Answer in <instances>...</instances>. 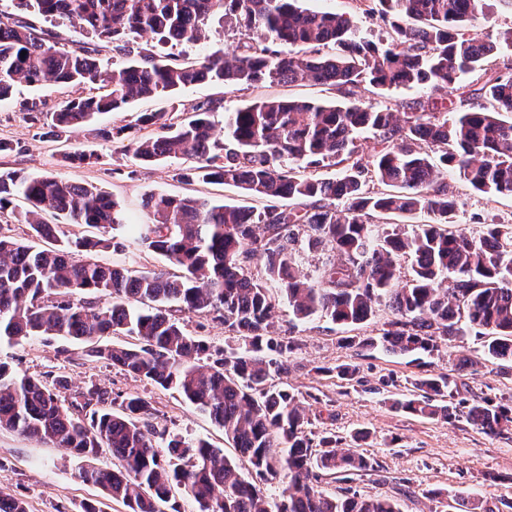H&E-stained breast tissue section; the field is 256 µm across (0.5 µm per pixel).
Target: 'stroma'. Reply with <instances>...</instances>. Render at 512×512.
<instances>
[{
    "instance_id": "obj_1",
    "label": "stroma",
    "mask_w": 512,
    "mask_h": 512,
    "mask_svg": "<svg viewBox=\"0 0 512 512\" xmlns=\"http://www.w3.org/2000/svg\"><path fill=\"white\" fill-rule=\"evenodd\" d=\"M299 5L313 11L359 15L360 34L368 39H377L386 32L379 16L363 15L361 0H299ZM27 20L49 31L59 47L76 50L89 46L102 71L128 61L127 56L114 50L112 42L84 39L73 27L51 22L41 15H28ZM128 43L135 52L156 47L161 53L195 62L220 49L236 50L241 40L225 30L223 21L215 17L210 21L207 38L195 44L158 47L150 38L134 36L129 37ZM71 93V88L59 85H16L12 99L0 102V140L14 147L13 152L0 156V168L34 175L58 174L62 171L60 161L64 152H95L98 162L76 169V177L108 192L140 222L146 219L141 199L151 192L203 196L263 208V200L233 186L179 181L176 173L180 161L138 165L131 154L124 152L120 139L104 142L83 130L60 141L45 137L40 125L31 121L26 103L37 102L43 111L51 112ZM260 97L335 102L342 100L343 95L334 88L311 83L265 84L243 90L201 83L181 90L171 99L137 101L127 109L103 115L100 124L118 128L134 124L141 112L189 113L216 100L222 109L214 119L220 123L225 112ZM447 182L449 191L461 202L456 222L467 231L476 230L475 219L479 216L512 223L511 199H490L472 191L453 171L448 172ZM389 317V311L383 307L369 322L352 327L324 318L300 322L288 306L279 309L277 332L296 344L283 380L307 408L308 432L316 437L327 432L335 434L342 447H356L381 469L377 475L359 473L346 483L323 477V489L331 494L350 489L362 495L388 497L397 502L400 512H453L448 506L451 495L493 501L511 492V439L488 437L463 418L446 422L402 412L392 408L390 401L410 395L415 378L425 373L460 375L472 395L508 397L512 395V362L482 361L484 339L474 335L440 343L418 365L380 349L367 351L359 347V340L379 335ZM464 358L480 360L477 375L458 374L456 366ZM0 360L22 374L67 377L78 391L95 385L115 396L140 394L154 409L152 423L160 437L205 439L223 448L228 457L237 458L235 449L225 444L222 431L208 414L195 409L176 392L154 387L110 362L86 356L82 344L40 337L16 344L4 342L0 344ZM343 363L357 366L354 381L330 375V368ZM359 429L366 430L368 436L353 441L352 436ZM237 460L243 473L251 474L247 460ZM82 467V460L52 443L0 429V492L26 501L28 512H80L84 501L97 499L101 500L104 512H126L122 504L102 500L97 487L82 481Z\"/></svg>"
}]
</instances>
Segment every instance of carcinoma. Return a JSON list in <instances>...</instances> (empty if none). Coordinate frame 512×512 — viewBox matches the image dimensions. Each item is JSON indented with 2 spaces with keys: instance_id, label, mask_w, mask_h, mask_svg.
I'll return each instance as SVG.
<instances>
[{
  "instance_id": "carcinoma-1",
  "label": "carcinoma",
  "mask_w": 512,
  "mask_h": 512,
  "mask_svg": "<svg viewBox=\"0 0 512 512\" xmlns=\"http://www.w3.org/2000/svg\"><path fill=\"white\" fill-rule=\"evenodd\" d=\"M512 0H367L390 19L385 40L358 35V18L315 12L298 0H13L20 14L36 11L91 31L126 52L131 33L163 42L197 43L207 20L252 41L240 55L214 54L204 62H178L149 49L104 75L86 50L59 48L29 23L0 13V102L15 86L65 85L74 89L50 113L47 137L74 128L115 139L95 126L98 116L152 97L173 96L201 82L226 87L299 81L347 92L368 85L452 90L482 69L500 43L471 33L498 3ZM303 45L310 53L290 50ZM26 55H21V52ZM100 91L86 93L88 85ZM221 102L173 119L165 112L138 122L158 128L131 138L125 151L142 164L169 158L192 163L191 176L234 185L270 201L261 210L215 204L205 197L151 193L142 201L148 218L132 223L102 189L72 177L22 175L0 170V210L19 196L29 204L14 213L33 236L57 238L46 224L52 210L71 224L102 230L96 238L64 237L52 249L0 236V341L63 338L163 390H173L207 413L224 440L246 458L259 481L245 478L224 450L205 440L173 438L158 450L150 402L138 395L112 409L108 391L91 387L67 400L69 381L18 374L0 362V427L50 441L89 462L84 482L127 512H180L172 491L183 490L198 512H400L390 499L327 494L326 475L373 469L336 437H308L305 407L277 379L288 370L294 341L274 332L279 298L294 318H326L345 326L370 320L383 302L392 309L379 338L359 345L399 358L430 353L440 341L466 331L486 336L484 354L512 360V224L484 221L475 233L455 223L458 199L448 191V170L489 197H512V73H485L482 86L456 100L418 103L399 114L366 100L317 103L260 98L224 113V135L211 120ZM373 132L382 145L363 165L357 136ZM71 168L99 160L86 151L62 155ZM342 166L334 179L303 174L324 163ZM386 187L367 189V181ZM286 200L288 207L276 202ZM425 211L429 224H373L376 215ZM145 247L176 273L104 264L90 254ZM327 250L332 258L309 275L297 265L300 248ZM263 273H253L252 265ZM178 312L213 316L238 347L220 349L188 334ZM133 336L130 345H102L104 336ZM417 398L391 406L429 419L463 416L494 438L512 434V399L461 397L447 375L414 380ZM118 465H91L103 449ZM278 485L268 494L260 483ZM512 510V497L491 507L474 501L466 512Z\"/></svg>"
}]
</instances>
